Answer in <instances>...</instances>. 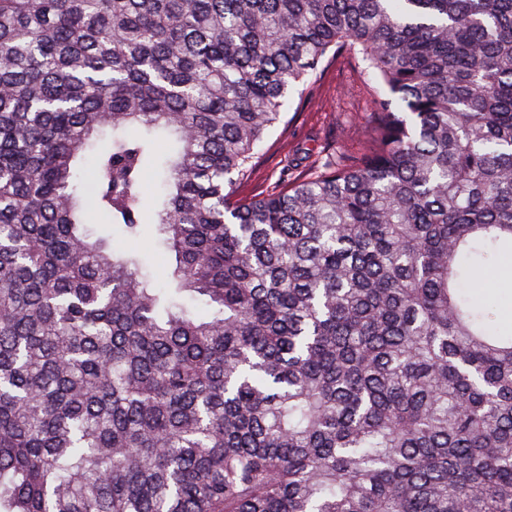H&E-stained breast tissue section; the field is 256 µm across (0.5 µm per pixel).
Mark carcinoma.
Masks as SVG:
<instances>
[{"label":"carcinoma","mask_w":512,"mask_h":512,"mask_svg":"<svg viewBox=\"0 0 512 512\" xmlns=\"http://www.w3.org/2000/svg\"><path fill=\"white\" fill-rule=\"evenodd\" d=\"M345 46L375 146L234 198ZM502 255L512 0H0V512H512ZM92 224L95 232H104L110 236L112 241L121 242L126 248L138 252L145 259V268L149 272L154 284L158 287H164L166 284V255L164 249L158 245L157 240L152 232V228L147 226L145 233L138 243L130 244L122 237V231L117 225H105L100 215L92 214ZM488 289H498L500 297V327L501 330H512V257L500 265L495 263L486 268L482 281L475 284L471 290L481 293Z\"/></svg>","instance_id":"obj_1"}]
</instances>
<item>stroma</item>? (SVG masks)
Returning <instances> with one entry per match:
<instances>
[{
	"label": "stroma",
	"mask_w": 512,
	"mask_h": 512,
	"mask_svg": "<svg viewBox=\"0 0 512 512\" xmlns=\"http://www.w3.org/2000/svg\"><path fill=\"white\" fill-rule=\"evenodd\" d=\"M363 64L352 51L332 58L315 81L311 93L292 95L281 122L257 148L251 178L237 186L235 195L251 198L280 190L285 177H299L321 156L341 149L358 155L365 151L373 131L365 123L369 97ZM495 289L500 297V327L512 330V258L486 268L476 292Z\"/></svg>",
	"instance_id": "obj_1"
}]
</instances>
